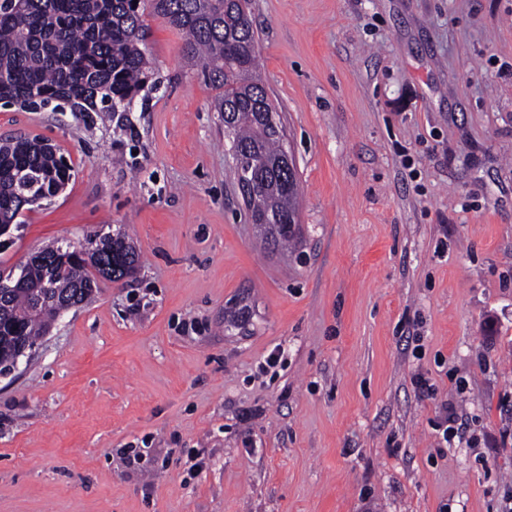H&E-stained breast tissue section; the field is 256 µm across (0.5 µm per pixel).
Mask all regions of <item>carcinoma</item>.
I'll use <instances>...</instances> for the list:
<instances>
[{
  "label": "carcinoma",
  "instance_id": "cac0c4a2",
  "mask_svg": "<svg viewBox=\"0 0 512 512\" xmlns=\"http://www.w3.org/2000/svg\"><path fill=\"white\" fill-rule=\"evenodd\" d=\"M162 17L185 36L184 56L224 88L215 108L233 125V147L254 160L252 223L276 250L297 238V173L279 165L283 128L257 71V38L250 11L238 0H0V100L29 110L97 115L131 111L152 67L145 48L148 15ZM71 167L44 152L36 139L0 142V227L27 197L66 184ZM94 252L68 250L58 241L16 266L22 285L0 295V371L25 347H34L58 317L59 304L91 301L100 264L115 261L120 279L139 264L121 235L87 239ZM50 287L53 302L38 304Z\"/></svg>",
  "mask_w": 512,
  "mask_h": 512
}]
</instances>
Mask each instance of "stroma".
<instances>
[{"label":"stroma","mask_w":512,"mask_h":512,"mask_svg":"<svg viewBox=\"0 0 512 512\" xmlns=\"http://www.w3.org/2000/svg\"><path fill=\"white\" fill-rule=\"evenodd\" d=\"M251 12L297 165L287 251L164 19L132 111L0 105V140L72 167L0 268L96 233L141 256L0 375V512H512V0Z\"/></svg>","instance_id":"1"}]
</instances>
